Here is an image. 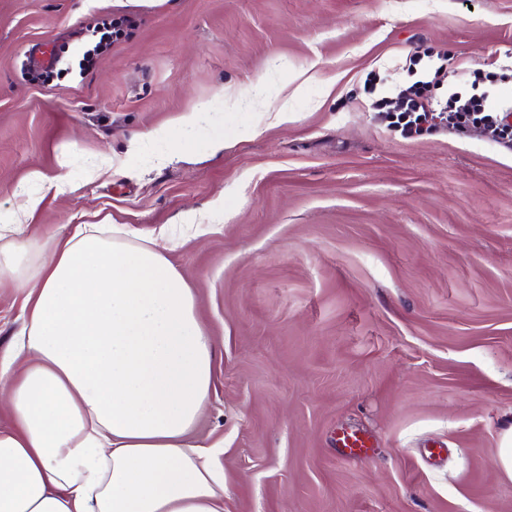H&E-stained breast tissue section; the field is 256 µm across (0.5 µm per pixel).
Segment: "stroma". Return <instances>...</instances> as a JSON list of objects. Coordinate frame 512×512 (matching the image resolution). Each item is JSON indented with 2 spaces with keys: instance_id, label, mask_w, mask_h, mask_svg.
<instances>
[{
  "instance_id": "stroma-1",
  "label": "stroma",
  "mask_w": 512,
  "mask_h": 512,
  "mask_svg": "<svg viewBox=\"0 0 512 512\" xmlns=\"http://www.w3.org/2000/svg\"><path fill=\"white\" fill-rule=\"evenodd\" d=\"M118 18L81 66L79 30ZM39 45L68 69L27 77ZM428 51L464 65L440 96L482 69L512 103V0H0V224L179 236L215 341L192 436L223 449L224 512H512V152L371 108ZM192 111L210 119L179 158L129 153ZM24 322L0 276V354Z\"/></svg>"
}]
</instances>
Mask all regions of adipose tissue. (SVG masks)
Segmentation results:
<instances>
[{"instance_id": "1", "label": "adipose tissue", "mask_w": 512, "mask_h": 512, "mask_svg": "<svg viewBox=\"0 0 512 512\" xmlns=\"http://www.w3.org/2000/svg\"><path fill=\"white\" fill-rule=\"evenodd\" d=\"M0 224L27 321L0 360V512H224V472L187 434L211 392L199 299L153 241L77 225L38 252Z\"/></svg>"}]
</instances>
